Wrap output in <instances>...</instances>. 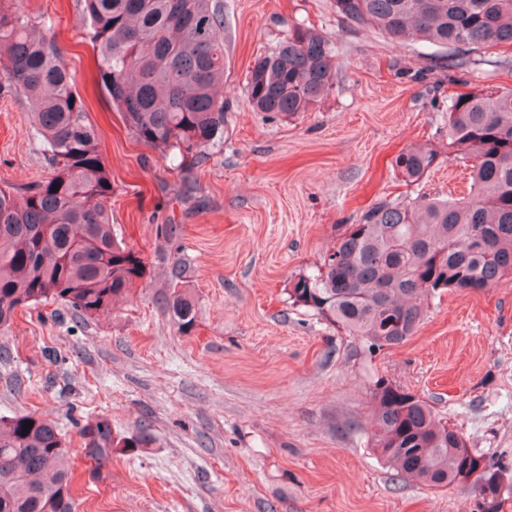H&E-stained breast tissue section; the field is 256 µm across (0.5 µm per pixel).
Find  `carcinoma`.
<instances>
[{
  "instance_id": "cac0c4a2",
  "label": "carcinoma",
  "mask_w": 512,
  "mask_h": 512,
  "mask_svg": "<svg viewBox=\"0 0 512 512\" xmlns=\"http://www.w3.org/2000/svg\"><path fill=\"white\" fill-rule=\"evenodd\" d=\"M95 64L113 105L142 142L176 150L180 164L224 131V12L221 0H80ZM0 0V92L33 112L52 176L19 197L0 188V328L19 308L60 301L83 318L105 312L143 276L144 259L112 229V179L98 133L54 40ZM336 13L393 39L448 50V67L481 64L478 51L512 47V0H335ZM334 50L304 23L249 68L244 90L270 117L306 111L328 89ZM448 155L470 165L468 196L382 197L346 225L316 273L289 298L374 352L415 335L423 305L443 292L479 291L512 276V88L448 96ZM438 151L411 146L394 162L407 182L435 167ZM58 184L57 191H51ZM180 325L194 307L172 285ZM371 440L400 478L475 493V512H498L512 494V467L467 447L428 401L383 380L372 388ZM31 421L30 430H23ZM83 443L99 469L115 437L104 417ZM61 434L31 414L0 416V512H76Z\"/></svg>"
}]
</instances>
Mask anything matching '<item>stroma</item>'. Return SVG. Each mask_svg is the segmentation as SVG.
I'll return each instance as SVG.
<instances>
[{
    "instance_id": "obj_1",
    "label": "stroma",
    "mask_w": 512,
    "mask_h": 512,
    "mask_svg": "<svg viewBox=\"0 0 512 512\" xmlns=\"http://www.w3.org/2000/svg\"><path fill=\"white\" fill-rule=\"evenodd\" d=\"M223 4L224 133L178 169L113 109L80 0H21L75 77L112 173L114 231L145 272L88 321L52 301L18 310L0 332V415L57 424L77 512H470V487L398 479L375 454L371 388L410 390L468 448L512 460V278L432 299L414 336L373 354L289 292L379 197L468 195L438 103L512 87V48L457 72L432 47L353 26L334 0ZM302 21L335 47L330 88L294 116L254 111L249 67ZM423 144L439 165L406 184L393 162ZM50 174L28 104L1 95L0 186ZM175 287L193 302L190 327L167 310ZM101 416L114 437L149 439L115 449L95 478L79 429Z\"/></svg>"
}]
</instances>
